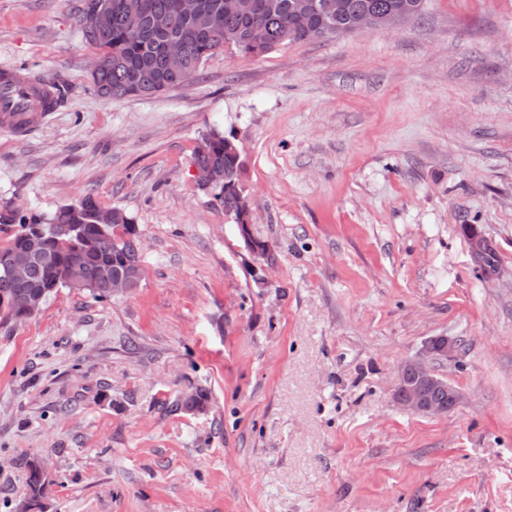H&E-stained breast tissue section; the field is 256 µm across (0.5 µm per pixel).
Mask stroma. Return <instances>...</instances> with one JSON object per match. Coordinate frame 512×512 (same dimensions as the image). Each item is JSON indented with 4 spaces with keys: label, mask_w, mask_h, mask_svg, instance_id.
<instances>
[{
    "label": "stroma",
    "mask_w": 512,
    "mask_h": 512,
    "mask_svg": "<svg viewBox=\"0 0 512 512\" xmlns=\"http://www.w3.org/2000/svg\"><path fill=\"white\" fill-rule=\"evenodd\" d=\"M82 0H0V67L65 85L49 123L0 129V208L94 193L145 270L0 321V512H512V0H426L394 31L228 49L150 97H98ZM234 136L252 236L196 184ZM498 256L484 273L471 249ZM431 362L463 395L394 397ZM203 394V409L186 400ZM437 339H444V344L441 349L436 347ZM457 352L456 340L451 338H432L424 345L421 353L417 359L404 362L399 369V373L395 384V393L398 394L396 399L397 403L403 409L411 411L416 414L424 415H442L446 414L456 407L461 401L459 391L449 383L440 381L443 388L448 392L433 389L429 392L428 401L426 395V387L435 382L436 379L432 377L433 373L428 366V361L437 358L438 356L452 358ZM395 394V397L396 395ZM437 405V404H447Z\"/></svg>",
    "instance_id": "obj_1"
}]
</instances>
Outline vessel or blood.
Masks as SVG:
<instances>
[{"label": "vessel or blood", "instance_id": "obj_1", "mask_svg": "<svg viewBox=\"0 0 512 512\" xmlns=\"http://www.w3.org/2000/svg\"><path fill=\"white\" fill-rule=\"evenodd\" d=\"M55 109L54 90L43 75L24 68L0 69V129L27 135L43 126Z\"/></svg>", "mask_w": 512, "mask_h": 512}]
</instances>
